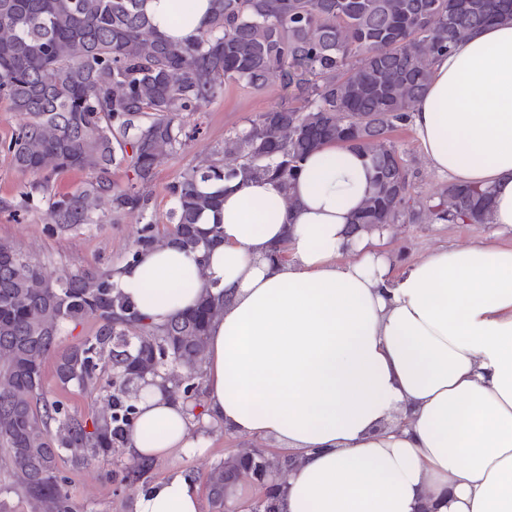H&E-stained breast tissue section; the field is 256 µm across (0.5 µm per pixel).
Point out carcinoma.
Instances as JSON below:
<instances>
[{
	"label": "carcinoma",
	"instance_id": "cac0c4a2",
	"mask_svg": "<svg viewBox=\"0 0 512 512\" xmlns=\"http://www.w3.org/2000/svg\"><path fill=\"white\" fill-rule=\"evenodd\" d=\"M146 0H0V99L19 116L0 154L31 176L27 190L0 207L24 216L46 205L50 230L117 224L141 227L125 264L170 242L205 252L220 238L200 229L223 202L224 182L270 177L288 188L299 163L336 143L359 150L371 191L351 231L364 224H487V187L450 183L426 197L411 192L414 172L390 133L407 125L425 94L433 59L493 23L512 22V0H210L197 34L161 33ZM233 80L253 88H294L300 105L258 115L224 145L195 157L166 187L173 207L158 228L149 184L185 149L202 111ZM132 173L125 184L112 167ZM87 175L72 191L54 190L64 172ZM118 268L55 275L0 237V467L27 512H77L61 468L107 457L128 443L142 387L201 406L211 322L224 298L205 285L197 306L162 325L149 322L118 291ZM96 330L59 354L62 384L93 396L74 414L44 385L47 355L70 325ZM154 461L119 474L135 489ZM233 454L185 477L204 484L211 512L241 473Z\"/></svg>",
	"mask_w": 512,
	"mask_h": 512
}]
</instances>
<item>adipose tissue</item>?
Returning <instances> with one entry per match:
<instances>
[{"instance_id": "ef3b65f1", "label": "adipose tissue", "mask_w": 512, "mask_h": 512, "mask_svg": "<svg viewBox=\"0 0 512 512\" xmlns=\"http://www.w3.org/2000/svg\"><path fill=\"white\" fill-rule=\"evenodd\" d=\"M158 30L195 35L209 0H146ZM430 166L492 188L493 236L397 268L378 231L349 234L370 190L364 158L327 144L290 188L233 180L203 227L205 256L171 245L123 267L119 291L157 325L224 293L208 332L206 417L276 438L296 463L284 512H512V23L436 57L410 118ZM296 208H289L286 194ZM129 445L201 447L184 405L147 386ZM136 512H199L179 474Z\"/></svg>"}]
</instances>
